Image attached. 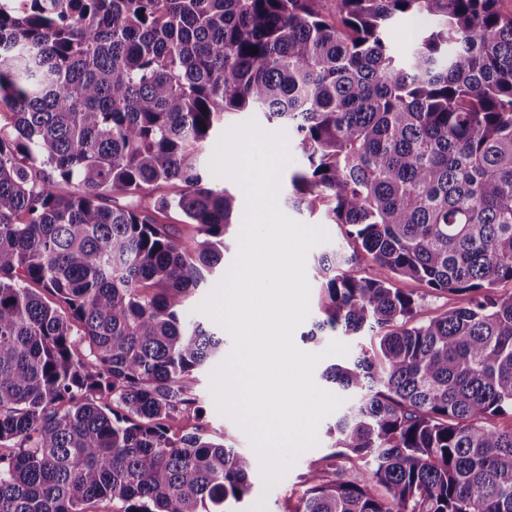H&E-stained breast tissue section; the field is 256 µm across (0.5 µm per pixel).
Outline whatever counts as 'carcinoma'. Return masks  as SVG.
Wrapping results in <instances>:
<instances>
[{
  "instance_id": "1",
  "label": "carcinoma",
  "mask_w": 512,
  "mask_h": 512,
  "mask_svg": "<svg viewBox=\"0 0 512 512\" xmlns=\"http://www.w3.org/2000/svg\"><path fill=\"white\" fill-rule=\"evenodd\" d=\"M322 2L0 0V512H240L254 459L165 425L224 356L183 309L238 217L201 157L240 112L305 156L288 206L355 243L314 258L307 337L376 341L323 372L358 400L284 512H512V427L492 423L512 415V13L336 0L331 20ZM404 16L432 24L401 53ZM397 278L473 297L416 322ZM184 218L171 212L165 218V223L170 224V231L176 237V240L189 250H193L196 244V230L192 224H184Z\"/></svg>"
}]
</instances>
